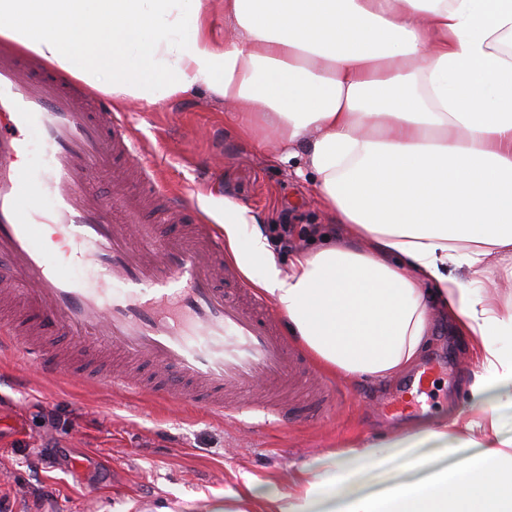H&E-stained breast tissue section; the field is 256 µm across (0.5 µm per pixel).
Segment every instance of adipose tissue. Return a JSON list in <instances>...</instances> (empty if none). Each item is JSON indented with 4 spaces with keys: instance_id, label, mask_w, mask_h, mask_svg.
<instances>
[{
    "instance_id": "1",
    "label": "adipose tissue",
    "mask_w": 512,
    "mask_h": 512,
    "mask_svg": "<svg viewBox=\"0 0 512 512\" xmlns=\"http://www.w3.org/2000/svg\"><path fill=\"white\" fill-rule=\"evenodd\" d=\"M0 39L118 104L205 88L268 160L301 157L344 237L282 269L228 201L224 243L323 371L394 382L438 318L477 364L464 408L193 512H512V0H0Z\"/></svg>"
}]
</instances>
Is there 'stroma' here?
I'll use <instances>...</instances> for the list:
<instances>
[{
  "instance_id": "1",
  "label": "stroma",
  "mask_w": 512,
  "mask_h": 512,
  "mask_svg": "<svg viewBox=\"0 0 512 512\" xmlns=\"http://www.w3.org/2000/svg\"><path fill=\"white\" fill-rule=\"evenodd\" d=\"M120 110L142 161L206 223L222 227L228 200L261 216L279 266L289 252L273 241L277 224H291L296 245L327 230L312 178L295 175L294 163L267 162L207 91L158 105L129 101ZM474 367L462 339L440 325L419 364L429 375L422 392H409L408 376L348 385L328 375L290 394L301 419L255 430L198 405L126 395L108 379H42L7 347L0 350V512H151L223 494L246 476L274 480L324 449L359 436L382 439L449 403L464 404Z\"/></svg>"
}]
</instances>
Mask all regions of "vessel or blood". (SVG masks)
<instances>
[{"instance_id":"1","label":"vessel or blood","mask_w":512,"mask_h":512,"mask_svg":"<svg viewBox=\"0 0 512 512\" xmlns=\"http://www.w3.org/2000/svg\"><path fill=\"white\" fill-rule=\"evenodd\" d=\"M0 292L16 304L0 335L28 352L47 379L60 375L44 347L16 327L32 318L45 336L62 330L92 358L143 364L145 376L116 378L140 394L184 398L221 417L262 413L289 420L287 405L257 404L260 385L287 389L303 362L268 301L241 281L224 238L181 192L147 169L126 181L115 156L141 144L122 113L46 68L32 53L0 51ZM111 189L102 192L99 180ZM72 244L50 255L41 225Z\"/></svg>"}]
</instances>
